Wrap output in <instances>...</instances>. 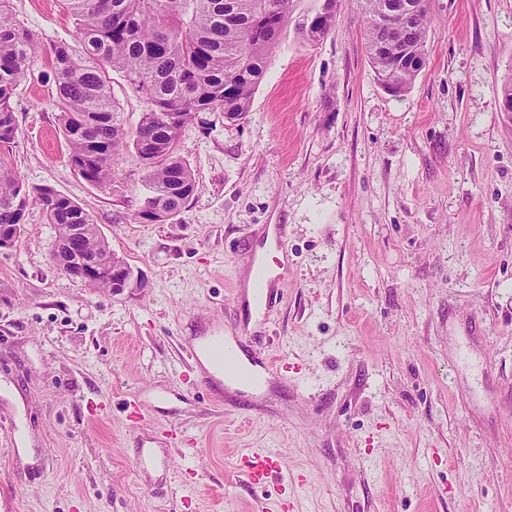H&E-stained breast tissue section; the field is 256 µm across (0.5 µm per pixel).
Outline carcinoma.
Instances as JSON below:
<instances>
[{"instance_id": "carcinoma-1", "label": "carcinoma", "mask_w": 512, "mask_h": 512, "mask_svg": "<svg viewBox=\"0 0 512 512\" xmlns=\"http://www.w3.org/2000/svg\"><path fill=\"white\" fill-rule=\"evenodd\" d=\"M75 24L77 46L56 45L52 65L55 106L71 163L87 182H110L120 151L133 148L144 164L147 195L138 217L164 223L193 196L195 176L179 156L182 127L199 112L224 113L236 122L250 111L266 59L290 24L305 43L329 32L335 4L307 23L294 20L300 0H61ZM366 22L367 54L378 81L414 85L427 54L428 0H358ZM388 48L387 56L380 47ZM37 48L0 0V143L15 135L12 98ZM126 74L147 108L136 127L116 119L108 73ZM36 203L56 231L57 268L79 271L70 255L114 253L90 216L54 189L30 188L0 165V229L21 233L27 208Z\"/></svg>"}]
</instances>
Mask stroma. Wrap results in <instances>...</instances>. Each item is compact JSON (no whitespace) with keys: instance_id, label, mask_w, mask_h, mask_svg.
<instances>
[{"instance_id":"stroma-1","label":"stroma","mask_w":512,"mask_h":512,"mask_svg":"<svg viewBox=\"0 0 512 512\" xmlns=\"http://www.w3.org/2000/svg\"><path fill=\"white\" fill-rule=\"evenodd\" d=\"M10 9L39 46L0 162L77 202L136 280L113 294L57 270L35 205L0 248V512H512V0H429L400 96L357 0L317 44L288 31L245 119L181 129L196 188L162 224L137 216L134 150L104 186L71 165L48 58L73 19L59 0ZM208 336L264 385L212 382L190 356ZM144 446L173 470L139 469ZM242 448L282 473L251 489ZM275 252V240L271 232L269 233V236L266 241L265 248L259 252L258 258L256 261V264L253 268V270L249 273L248 279H247V288H248V296L251 301H253V288H254V280H255V271L256 270H263L266 279L273 277L275 274V267L272 266L268 260L269 256Z\"/></svg>"}]
</instances>
